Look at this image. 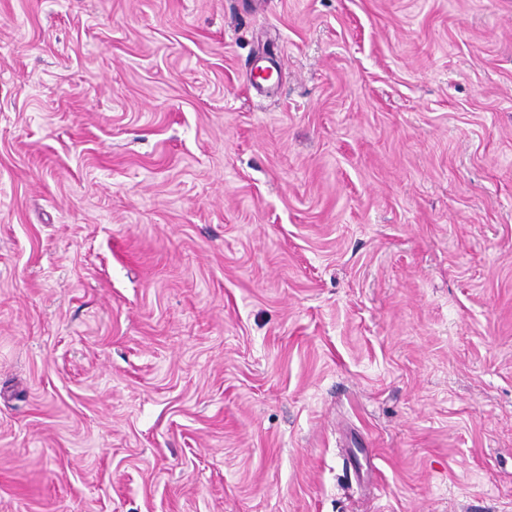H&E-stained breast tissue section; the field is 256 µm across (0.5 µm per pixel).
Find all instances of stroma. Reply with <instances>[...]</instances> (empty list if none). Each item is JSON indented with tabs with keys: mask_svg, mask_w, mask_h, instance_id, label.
<instances>
[{
	"mask_svg": "<svg viewBox=\"0 0 512 512\" xmlns=\"http://www.w3.org/2000/svg\"><path fill=\"white\" fill-rule=\"evenodd\" d=\"M0 512H512V0H0Z\"/></svg>",
	"mask_w": 512,
	"mask_h": 512,
	"instance_id": "obj_1",
	"label": "stroma"
}]
</instances>
